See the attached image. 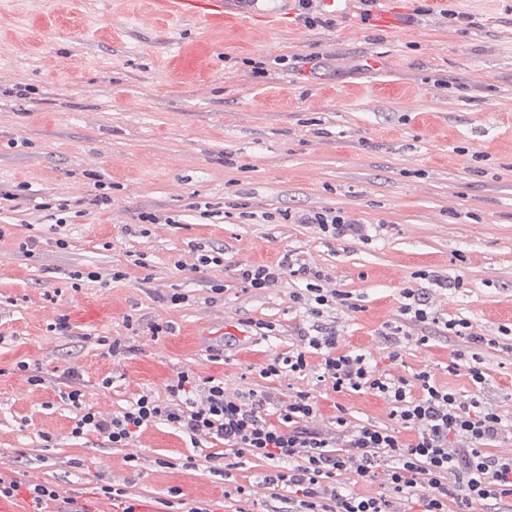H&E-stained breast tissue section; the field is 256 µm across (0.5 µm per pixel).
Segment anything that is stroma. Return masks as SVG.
Segmentation results:
<instances>
[{"label": "stroma", "mask_w": 512, "mask_h": 512, "mask_svg": "<svg viewBox=\"0 0 512 512\" xmlns=\"http://www.w3.org/2000/svg\"><path fill=\"white\" fill-rule=\"evenodd\" d=\"M446 5L469 24H441ZM362 10L344 0L310 27L298 0L273 19L249 0H226L220 19L173 15L161 0H0V186L14 193L0 199V474L55 484L88 512H122L101 492L113 484L139 512H290L288 491L265 482L271 462L245 461L224 480L210 471L222 442L194 449L162 424L123 448L77 439L62 395L80 383L86 407L115 414L146 390L166 398L188 369L231 393H272V423L275 405L305 391L313 427L340 411L395 427L371 394L335 393L312 372L262 377L314 323L381 371L399 348L400 374L429 372L463 396L479 353L483 401L512 419V335L501 333L512 328V0H379L371 12L390 14L387 26ZM98 180L110 199L97 205ZM59 198L70 202L62 225ZM328 209L382 230L334 240L284 218ZM147 211L177 221L126 234ZM30 239L26 258L18 244ZM193 244L223 262L192 269ZM288 250L328 273L351 308L314 321L293 304L296 279L255 290L239 277ZM115 270L122 279L107 283L68 277ZM437 275L461 285L439 288ZM405 288L441 318L422 328L425 343L381 334L398 324ZM175 292L187 302L166 303ZM61 314L70 335L49 329ZM450 318L499 347L448 335ZM255 321L273 335H254ZM156 324L170 333L153 337ZM109 339L125 353L110 356ZM21 360L42 385L16 372Z\"/></svg>", "instance_id": "stroma-1"}]
</instances>
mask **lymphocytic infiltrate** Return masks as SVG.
<instances>
[{
	"label": "lymphocytic infiltrate",
	"mask_w": 512,
	"mask_h": 512,
	"mask_svg": "<svg viewBox=\"0 0 512 512\" xmlns=\"http://www.w3.org/2000/svg\"><path fill=\"white\" fill-rule=\"evenodd\" d=\"M292 221L317 225L335 239L371 238L366 225L350 222L339 211H302L293 214ZM241 277L255 289L274 286L286 277L300 280L302 287L292 299L317 317L325 308L346 304L348 299L347 293L321 287L322 270L289 253L274 264L243 267ZM401 296V326L422 327L440 321L449 333L467 334L469 321L440 320L414 289H403ZM303 338L306 348L274 357L262 368V375L302 374L308 367V353L319 352L323 357L319 381L329 383L337 393L367 392L380 398L389 405L397 427L353 426L340 414L329 427L308 428L317 407L309 393L302 391L294 400L276 406L278 421L272 424L260 415L264 407L275 405L270 393L250 392L244 403L226 395L223 380L184 370L168 384L166 399L145 391L109 417L86 408L81 389L64 393V400L81 411L71 435L79 438L93 433L117 448L134 441L148 426L162 423L193 445L203 435L223 441L235 458L272 462L275 470L267 481L297 494V512H395V504L413 493L421 512H474L479 503L512 499V455L498 457L487 452L488 446L512 434V422L484 405L479 392L486 384V373L480 366L471 367L475 392L464 397L438 386L429 372L407 378L378 371L364 352L337 353L334 333L307 332ZM404 429L414 430V439L404 441L400 436ZM453 436L469 439L470 447L449 451L448 440ZM451 471L456 474L452 489L444 482ZM343 473L379 483L382 491L369 497L357 495L337 482V475Z\"/></svg>",
	"instance_id": "1"
}]
</instances>
